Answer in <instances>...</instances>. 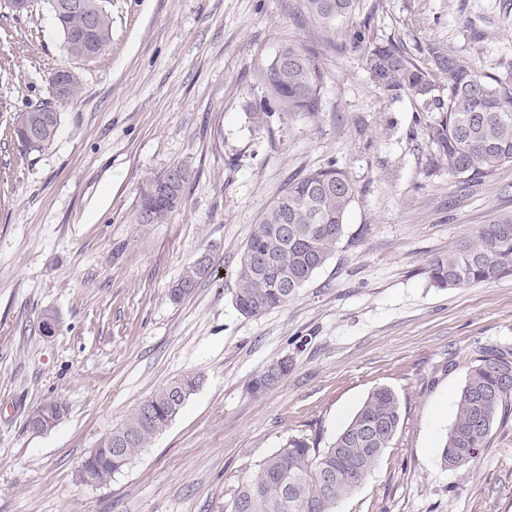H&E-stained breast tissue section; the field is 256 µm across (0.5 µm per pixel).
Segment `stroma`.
Returning <instances> with one entry per match:
<instances>
[{
    "label": "stroma",
    "instance_id": "1",
    "mask_svg": "<svg viewBox=\"0 0 512 512\" xmlns=\"http://www.w3.org/2000/svg\"><path fill=\"white\" fill-rule=\"evenodd\" d=\"M112 43L71 60L46 0L0 17V512H225L239 484L291 436L328 446L379 386L402 421L336 512H512V417L468 467L439 447L475 349L512 347V276L433 287L431 259L477 225L512 215V165L469 183L432 166L436 115L387 98L349 35L436 44L485 74L512 76V0H358L323 27L303 0H109ZM323 74L315 115L246 117L283 45ZM67 67L83 89L61 109L53 144L27 153L3 130L46 100ZM342 167L356 187L334 257L282 308L243 317L234 271L263 209L296 174ZM186 165L165 223L135 217L147 178ZM209 254L214 274L188 298L169 291ZM55 310V335L33 330ZM292 369L260 395L270 361ZM203 385L175 420L103 486L82 459L173 378ZM66 407L35 434L29 415ZM64 414V404L58 400H52L43 404L32 413V416L27 421V427H29L30 422L32 421L35 422L38 427H40L39 434L47 432L60 422Z\"/></svg>",
    "mask_w": 512,
    "mask_h": 512
}]
</instances>
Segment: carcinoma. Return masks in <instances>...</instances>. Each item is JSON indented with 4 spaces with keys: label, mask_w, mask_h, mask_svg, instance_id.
<instances>
[{
    "label": "carcinoma",
    "mask_w": 512,
    "mask_h": 512,
    "mask_svg": "<svg viewBox=\"0 0 512 512\" xmlns=\"http://www.w3.org/2000/svg\"><path fill=\"white\" fill-rule=\"evenodd\" d=\"M47 0L66 53L77 61L96 59L112 43V16L106 0ZM308 14L325 26L348 18L357 0H305ZM366 24L355 28L351 45L363 50L374 85L388 98L407 94L438 117L428 125L433 159L448 174L473 180L512 165V79L483 74L438 45L428 48L422 65L397 44L372 43ZM269 96L247 113L251 127H268L282 105L290 112L315 114L322 72L306 51L285 45L264 74ZM62 97L49 98L10 115V135L26 153L41 152L53 142L61 120L59 107L77 98L82 85L71 73ZM148 181L139 211H153L154 223L175 209L170 201L153 200ZM356 188L336 163L288 181L262 213L241 253L235 273L233 302L244 317H257L288 303L334 256L345 236V217ZM211 261H194L183 271L170 296H190L210 274ZM512 275V215L478 225L455 249L428 265L431 283L441 289H463ZM291 362L281 358L252 378V393H262L288 375ZM200 375H183L158 388L90 451L76 471L101 486L121 473L132 457L148 447L181 412L202 385ZM65 414L52 400L32 413L40 432L51 430ZM512 414V349L480 347L474 351L457 398V411L440 453L441 464L461 468L491 442L496 425ZM402 419L398 395L386 386L373 389L348 426L325 448L300 436L289 437L240 485L226 512H336L354 493L384 451L392 447Z\"/></svg>",
    "instance_id": "cac0c4a2"
}]
</instances>
